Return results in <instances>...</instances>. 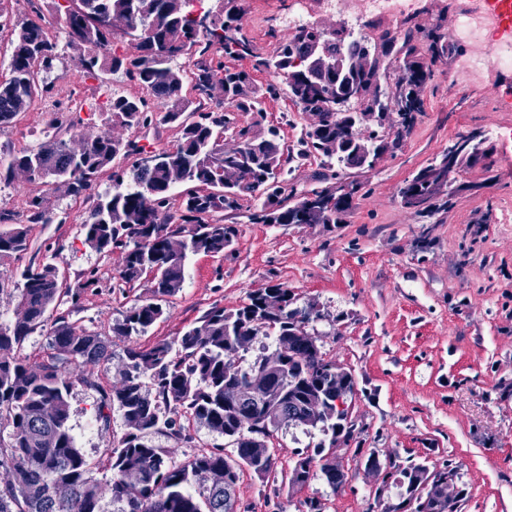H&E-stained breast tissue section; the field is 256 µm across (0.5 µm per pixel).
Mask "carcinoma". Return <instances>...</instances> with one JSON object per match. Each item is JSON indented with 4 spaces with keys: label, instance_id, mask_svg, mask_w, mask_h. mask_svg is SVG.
<instances>
[{
    "label": "carcinoma",
    "instance_id": "1",
    "mask_svg": "<svg viewBox=\"0 0 512 512\" xmlns=\"http://www.w3.org/2000/svg\"><path fill=\"white\" fill-rule=\"evenodd\" d=\"M75 9L66 12L55 6L59 34L48 36L33 20L14 21L0 7V26L11 28L12 51L8 77L0 80V128L11 125L35 100L49 91L40 74L51 71L61 59L60 40L68 48L82 51L84 76L97 80L108 72H121L142 88L146 96L129 95L116 89L107 98L105 110L112 123L126 129H142L154 123L178 129L177 143L165 151V159L145 169L134 163L116 179L113 190L101 197L83 223L85 241L96 251L110 254L122 250L119 279L130 287L148 279L150 295L126 310L112 325V335L130 339L144 334L164 315L163 302L178 294L185 282L190 257L219 255L233 243L235 229L214 218L224 211H236L240 201L261 200L249 213L253 224H293L298 210L290 197L279 193L287 182L284 169L291 150L279 131L262 128L260 122L237 125L236 119L207 106L213 99H229L236 112H260L258 90L249 73L224 67L223 58H243L252 54L244 35L224 36L238 25L241 0H219L220 7L209 11L213 25L199 32L189 19L197 0H71ZM127 15L131 24L122 38L135 52L113 47L115 34L103 26V19ZM414 33L381 36V55L369 75L351 74L344 79L329 71L305 70L294 58H305L313 48V35L301 30L279 44L271 57L259 62L267 70L288 71L297 90L291 101L305 112H320L322 122L307 128L300 140V154L321 160L327 173L322 179L339 178L348 169L364 170L367 156L378 146L375 138L384 131V104L399 99L402 123L413 125L424 102L417 89L433 78L432 67L423 56L436 60L456 51L448 36L437 35L429 47L413 44ZM369 42H349L345 33L326 41L322 51L331 56L356 54ZM404 64L408 79L394 78L392 84H377L381 75ZM356 84L374 85L371 96L361 100L365 125L353 129L348 139L336 145L340 120L328 108V97ZM159 101L153 110L146 97ZM63 125L55 116L46 122V135L38 146L0 158V184L9 185L22 170L29 181L51 190L59 188L77 196L91 188L99 175L118 158L137 155L145 148L135 140L119 139L108 131L92 138L86 151L75 160L70 141L61 135ZM485 157L483 143L469 146L468 156L454 162L455 168L474 166ZM431 166L419 169L403 189L427 203L438 199L448 204L461 190L450 181L445 190L432 188ZM179 193H174L176 188ZM362 184L351 182V191L336 201L330 214L332 224L342 223L353 196ZM28 222L52 221L47 195L26 201ZM177 225L169 229V225ZM30 246L28 228L17 224L0 231V260L19 255ZM19 312L14 324L0 326V425L11 428L8 438L0 436V468L10 478L0 484V512H101L106 495L124 504L123 512H237L229 491L240 475L249 470L261 479L276 477L277 461L272 438L284 427L306 426L308 402L322 398L318 420L320 431L336 445L337 436L349 446L356 430L354 420L336 419V361L326 357L315 335L305 329L312 318L295 307L293 291L280 284L250 292L238 307L227 310L212 306L201 324L187 329L172 341H162L148 349L127 350L129 369L112 389L101 392L97 416L109 419L116 407L122 412L126 432L108 449L112 480L102 486L88 477L90 462L76 447L69 426L70 390L76 383L93 385L87 367L107 357L101 336L90 333L60 316L50 319L49 311L64 299L77 305L85 289L63 287L55 265L46 263L20 271ZM273 297L283 302L279 312L264 307ZM50 326V361L30 364L17 350L37 329ZM274 338L278 361L265 373L268 385L255 394L234 400L227 396L236 387L248 386L260 359L242 369L234 357L259 337ZM148 376L151 388L142 377ZM182 410L183 414L230 439L233 454L214 448L178 463L169 449L149 436L164 430L176 441L191 437L176 422L162 415L161 408ZM321 452L294 453L281 474V484L302 487L315 478L337 488L345 474L317 463ZM383 473L382 491L374 501L381 512H461L467 491L458 486V500H440L448 478L459 479L450 466L435 468L426 461L396 462L367 456ZM204 482L197 492L193 482ZM399 489V502L385 499V492Z\"/></svg>",
    "mask_w": 512,
    "mask_h": 512
}]
</instances>
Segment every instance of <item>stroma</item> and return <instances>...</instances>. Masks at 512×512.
I'll list each match as a JSON object with an SVG mask.
<instances>
[{"instance_id":"stroma-1","label":"stroma","mask_w":512,"mask_h":512,"mask_svg":"<svg viewBox=\"0 0 512 512\" xmlns=\"http://www.w3.org/2000/svg\"><path fill=\"white\" fill-rule=\"evenodd\" d=\"M242 31L254 47L251 56L234 60L262 91V116L237 115L239 125L261 121L277 126L285 142L297 147L313 123L288 97L283 76L258 67L288 32L279 23L289 0H243ZM460 0H416L414 14L396 21L414 28L417 43L428 47L433 33L448 32ZM465 48L438 58L434 79L424 89L419 113L401 150L385 154L370 170L352 169L348 179L362 183L339 224H253L250 201L224 215L238 230L234 244L219 255L200 254L187 263L182 290L169 298L166 313L133 339L113 335L112 324L126 308L146 296L143 286H122L121 252L103 255L85 242L82 222L99 193L112 185V174L129 168L115 161L81 198L14 179L0 191V212L26 219L16 199L47 194L52 221L29 227L30 248L21 258L0 261V324L15 320L19 292L17 269L53 263L64 287L83 288L78 305L63 304L65 316L108 344L109 357L94 366L92 385L75 384L69 400V424L80 452L91 462L90 476L110 479L107 450L125 433L119 411L108 421L95 413L100 390L111 389L128 366L126 350L170 341L215 304L233 309L256 289L280 284L291 289L298 306L315 303V333L329 358L353 370L357 394L352 401L356 448L341 449L347 481L339 488L314 479L301 488H277L243 472L237 485L241 506L250 512H299L303 501L319 499L325 512H377L374 480L360 464L361 453L427 460L456 466L468 491L462 512H512V111L499 108L496 94L512 91V71L492 70L472 80L457 70ZM81 56L66 50L44 79L51 89L43 101L65 98L82 79ZM139 94L122 75L95 85L83 110L71 113L76 133L86 137L112 129L154 149L176 144L178 133L166 125L141 132L113 127L101 113L113 88ZM46 115L38 109L20 114L0 129V153L36 147ZM488 130L491 151L484 164L456 172L464 189L447 208L421 215L405 208L398 194L404 181L447 151L456 136ZM96 277L85 287L87 277ZM191 440L180 443L154 435L170 448L175 461L226 447L222 435L177 415Z\"/></svg>"}]
</instances>
